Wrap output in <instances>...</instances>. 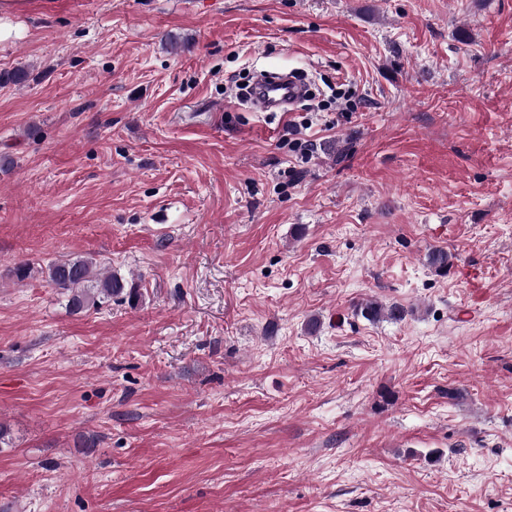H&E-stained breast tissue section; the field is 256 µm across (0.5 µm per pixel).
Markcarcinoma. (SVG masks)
<instances>
[{
    "label": "carcinoma",
    "instance_id": "1",
    "mask_svg": "<svg viewBox=\"0 0 512 512\" xmlns=\"http://www.w3.org/2000/svg\"><path fill=\"white\" fill-rule=\"evenodd\" d=\"M47 276L57 287L68 292V306L80 313L97 302L114 296L128 294L133 298L136 289L128 287L123 279L96 269L93 258L78 255L54 262L47 266ZM357 313L369 321L403 319L405 309L399 305H383L377 301H366L356 306Z\"/></svg>",
    "mask_w": 512,
    "mask_h": 512
}]
</instances>
